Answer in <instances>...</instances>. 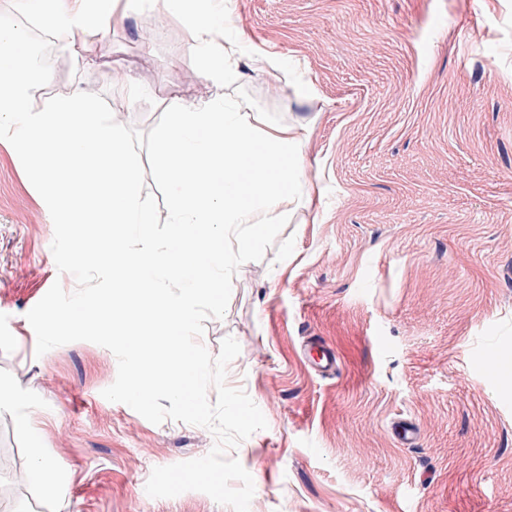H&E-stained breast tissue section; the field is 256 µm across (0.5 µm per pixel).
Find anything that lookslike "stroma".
<instances>
[{"mask_svg": "<svg viewBox=\"0 0 512 512\" xmlns=\"http://www.w3.org/2000/svg\"><path fill=\"white\" fill-rule=\"evenodd\" d=\"M225 9L223 40L279 57L288 81L249 67L223 92L307 127L301 187L313 197L262 260L239 267L201 338L214 356L238 341L226 383L267 421L229 452L253 479L250 512H512V0ZM31 36L51 62L43 99L83 94L124 128L156 244L176 250L175 185L152 132L168 103L216 92L184 28L132 11L107 32L102 71ZM40 181L0 138V386L32 411L64 491L26 480L31 445L0 407V512H232L197 491L147 495L154 467L203 457L215 439L106 400L110 350L79 341L36 356L27 312L54 282L76 288L57 270ZM308 336L335 349L334 374L304 358ZM398 417L419 427L416 446L391 434Z\"/></svg>", "mask_w": 512, "mask_h": 512, "instance_id": "1", "label": "stroma"}]
</instances>
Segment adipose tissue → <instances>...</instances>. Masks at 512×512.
Returning a JSON list of instances; mask_svg holds the SVG:
<instances>
[{
    "instance_id": "adipose-tissue-1",
    "label": "adipose tissue",
    "mask_w": 512,
    "mask_h": 512,
    "mask_svg": "<svg viewBox=\"0 0 512 512\" xmlns=\"http://www.w3.org/2000/svg\"><path fill=\"white\" fill-rule=\"evenodd\" d=\"M201 7L188 0H150L160 18L182 23L203 77L216 86L239 81L240 50L229 43L217 49L215 35L224 28L212 0ZM133 0H17L15 21L0 26V133L11 132L18 150L37 153L53 143L80 154L85 164L68 172L44 169L42 193L61 224H107L110 233L95 247L97 261L119 250L123 237L135 235L136 250L125 253L136 268L112 295L126 319H112L104 305L89 304L65 313L77 327L104 325L113 343L132 352L140 367L133 390L142 393L153 377L180 399L208 374L186 344L195 298L209 292L219 268L207 262L217 245L234 240L224 255L225 268L259 240L267 225L278 223L294 202L303 176L302 130L260 123L256 111L227 96L172 104L169 119L153 139L167 153H188L192 167L178 170L180 190L172 224L181 239L178 253L165 254L154 241V216L140 194L139 162L127 148L125 131L105 121L97 105L81 95L41 103L51 77L46 57L23 35L38 23L55 44L86 69L104 64L103 34L124 25ZM190 272L183 296L165 297L157 272Z\"/></svg>"
}]
</instances>
